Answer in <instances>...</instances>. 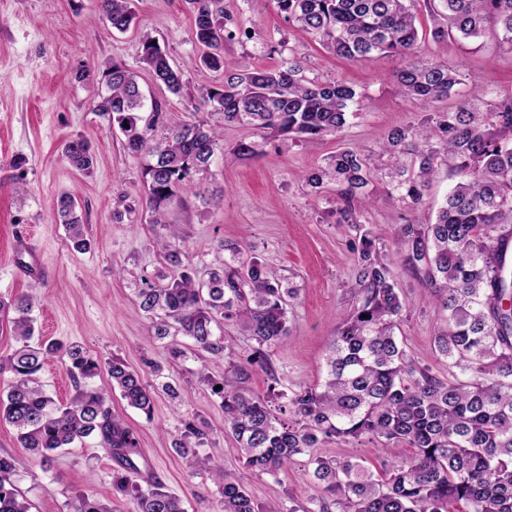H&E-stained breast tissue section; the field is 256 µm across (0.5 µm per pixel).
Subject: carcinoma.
<instances>
[{"label":"carcinoma","mask_w":512,"mask_h":512,"mask_svg":"<svg viewBox=\"0 0 512 512\" xmlns=\"http://www.w3.org/2000/svg\"><path fill=\"white\" fill-rule=\"evenodd\" d=\"M99 20L118 32L137 18L133 0H92ZM436 42L480 38L493 29L499 45L512 51V0H423ZM194 37L202 54L196 62L222 73L218 84L200 93L201 102L238 125L248 139L234 153H257L253 137L306 141L339 133L347 125L357 92L343 82L306 80L290 59L278 68L238 70L224 58V45L237 31L224 16V0H190ZM292 25L320 38L325 48L356 62L377 54L402 60L396 71L399 92L416 101L424 115L388 134L387 198L413 211L426 203L425 191L440 163L459 181L450 189L433 224L411 219L398 225L397 262L381 253L372 231L355 224L359 254L356 289L341 317L325 359L322 387L279 388L270 349L287 335L288 307L298 289L245 248L197 278L192 255L178 244L176 231L160 242L167 271L142 279L139 307L150 320L151 338L183 336L204 363L221 361L229 342L224 325L233 322L252 341L249 352L229 360L218 380L200 371L224 408V430L234 451L257 471L277 476L297 455L310 456L311 476L320 489L316 512H512V322L502 317L498 288L503 261L512 248V97L487 100L491 92L474 82L472 99L439 112L438 102L460 83L459 74L439 61L416 59L418 0H275ZM141 60L153 79L181 93L183 70L153 40L141 46ZM107 92L94 111L109 117L124 136L126 150L142 160L145 209L151 223H166L179 189L209 173L222 133L204 122H181L154 134L159 106L144 116L138 75L114 62L102 72ZM68 163L93 169L89 144L81 137L63 148ZM367 158L344 147L326 165L303 176L316 188L336 184L344 204L339 222L354 224L352 207L372 180ZM55 212L72 248L90 247L82 208L68 194L57 197ZM422 276L448 327L434 338L448 361L451 378L440 379L416 367L397 336L407 319L406 303L395 288V266ZM34 299L0 298L18 346L0 356V375H11L0 394V420L17 430V442L47 468L53 453L87 438L98 440L120 465L112 488L124 512H185L182 500L165 484L141 485L139 439L112 412L109 398L94 384L101 367L78 344L33 342ZM59 355L73 378L75 393L65 405L47 394L40 381L44 361ZM261 370L271 380L267 395L248 387ZM112 387L128 406L151 418L155 396L178 398L169 382L156 386L121 358L108 364ZM367 439L385 455L384 471L374 475L348 458L323 457L314 449L331 442ZM206 432L195 418L180 420L174 448L199 463ZM401 444L411 448L402 458ZM220 512H263L249 492L206 458ZM10 457L0 456V512H29L12 480ZM71 512H112L89 494H77Z\"/></svg>","instance_id":"obj_1"}]
</instances>
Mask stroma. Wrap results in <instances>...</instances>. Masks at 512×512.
Wrapping results in <instances>:
<instances>
[{"label":"stroma","mask_w":512,"mask_h":512,"mask_svg":"<svg viewBox=\"0 0 512 512\" xmlns=\"http://www.w3.org/2000/svg\"><path fill=\"white\" fill-rule=\"evenodd\" d=\"M136 10L137 24L119 33L104 31L94 21L90 0H0V297L35 295L38 338L80 344L102 364L121 357L149 382L156 375L145 360L161 365V375L180 397H157L149 418L113 392L107 374L96 377L95 384L109 392L113 411L138 435L145 454L139 463L143 479L162 481L182 499L186 512H219L205 469L189 466L172 446L181 418L192 416L210 434L200 457L223 458L225 469L271 512L291 507L311 512L319 491L310 479L307 456L295 457L275 478L248 467L224 432L220 398L198 379L203 367L221 377L223 364L205 365L192 355L168 363L166 342L151 340L149 321L138 307L142 278L164 265L157 242L168 225L150 223L142 209L113 221L115 194L124 193L131 202L144 196L141 160L125 150L120 130L93 110L105 84L76 81L75 71L84 66L96 73L115 62L125 64L137 72L147 100L161 105L167 125L209 120L199 90L218 83L221 75L195 62L189 0H136ZM224 12L240 30L224 53L240 68H273L295 57L306 77L344 81L361 96L356 115L341 133L297 144L269 138L250 160L233 152L245 130L224 127L209 173L183 187L169 213V224L177 226L200 271L215 263V244L247 246L298 288L288 309V333L273 346L271 359L282 387L313 386L325 377L329 343L340 313L350 306L358 253L350 244L354 229L337 221L335 186L315 191L303 176L346 146L361 151L372 168L384 167L381 146L388 132L414 121L418 107L398 91L395 58L359 63L337 57L317 37L285 22L275 0H224ZM417 26L424 32L418 58L444 61L468 77L441 102V109L469 99L474 79L494 96L512 97V52L499 49L493 35L435 42L429 34L430 14L423 8L417 11ZM148 38L183 69L181 95L158 86L145 70L140 48ZM77 136L91 146L92 173L72 168L62 157L65 143ZM19 157L25 165L13 168ZM64 192L86 214L87 252L73 251L64 226L55 220L53 203ZM365 195L355 205L357 219L378 237L382 249L396 253L397 227L409 214L406 206L387 200L386 185L378 178ZM396 286L407 303L401 334L409 359L447 377L448 364L434 347L445 327L443 314L417 276L397 271ZM0 455L14 457L13 481L31 512H70L78 492L108 506L117 504L112 494L117 463L95 441L59 450L46 469L19 447L14 428L0 422Z\"/></svg>","instance_id":"obj_1"}]
</instances>
